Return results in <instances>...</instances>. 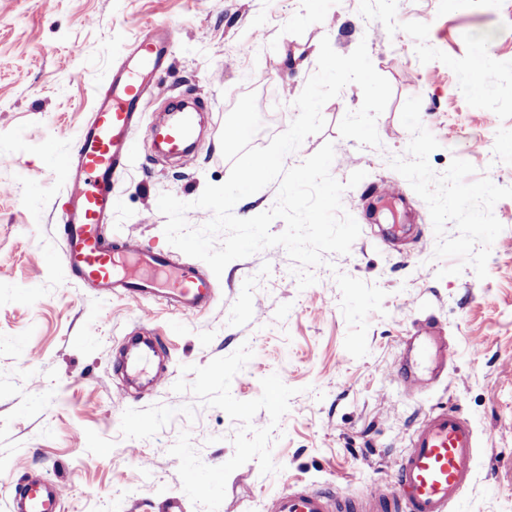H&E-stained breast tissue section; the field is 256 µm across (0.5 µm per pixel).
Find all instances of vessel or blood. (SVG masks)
I'll return each instance as SVG.
<instances>
[{
	"label": "vessel or blood",
	"instance_id": "1",
	"mask_svg": "<svg viewBox=\"0 0 512 512\" xmlns=\"http://www.w3.org/2000/svg\"><path fill=\"white\" fill-rule=\"evenodd\" d=\"M173 38L172 31L162 28L137 44L64 159L72 177L62 227L63 261L85 287L107 294L115 288L132 296L161 294L178 311L194 313L212 303L214 282L195 267L172 263L165 253L136 239L114 242L103 234L113 205L112 178L133 151L131 132L149 94L145 77L162 67ZM197 125L196 113L177 105L166 121L151 125L147 134L188 167L195 161L191 145ZM407 344L416 356L431 359L427 370L397 375L406 392L416 396L428 387L433 373L447 371L454 364L456 354L430 321L421 323ZM163 354L160 336L132 337L123 369L130 378L155 385L162 380L156 363ZM477 459L472 423L457 408L441 405L415 429L397 463L395 489H378L357 498L342 491L297 486L270 499L267 512H453L472 480ZM63 497L60 484L28 477L15 488L12 512H59Z\"/></svg>",
	"mask_w": 512,
	"mask_h": 512
}]
</instances>
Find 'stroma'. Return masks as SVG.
Wrapping results in <instances>:
<instances>
[{
	"label": "stroma",
	"instance_id": "1",
	"mask_svg": "<svg viewBox=\"0 0 512 512\" xmlns=\"http://www.w3.org/2000/svg\"><path fill=\"white\" fill-rule=\"evenodd\" d=\"M156 26L174 33L168 68L104 232L203 272L168 243L159 196L191 202L228 179L220 135L241 93L275 121L251 141L266 146L296 117L322 38L341 55L366 43L392 87L380 146L339 132L363 101L351 83L284 160L329 143L335 179L366 173L341 197L361 233L312 267L315 284L299 289L280 246L230 262L194 314L71 278L62 160ZM483 64L493 82L470 89ZM177 98L208 105L188 168L146 137ZM12 154L0 166V512L32 474L64 487L61 512H160L172 496L185 512H266L298 483L364 496L394 484L413 430L441 404L479 439L460 512H512V0H0V156ZM391 184L398 197H385ZM427 320L457 360L410 397L392 372ZM142 325L163 336L169 364L133 398L113 360Z\"/></svg>",
	"mask_w": 512,
	"mask_h": 512
}]
</instances>
